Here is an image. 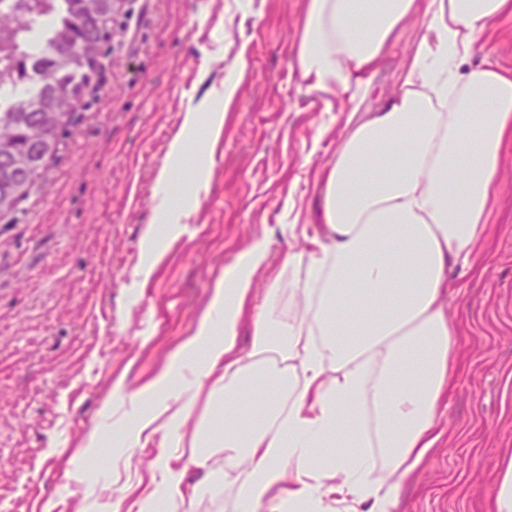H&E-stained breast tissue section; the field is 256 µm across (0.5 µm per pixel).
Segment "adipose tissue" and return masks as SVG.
Here are the masks:
<instances>
[{
    "label": "adipose tissue",
    "mask_w": 512,
    "mask_h": 512,
    "mask_svg": "<svg viewBox=\"0 0 512 512\" xmlns=\"http://www.w3.org/2000/svg\"><path fill=\"white\" fill-rule=\"evenodd\" d=\"M420 31L390 98L364 112L370 77L409 20ZM512 0H308L296 66L310 87L347 95L351 115L318 180L321 235L266 290L248 352L237 338L263 244L215 288L184 382L139 422L137 439L177 432L202 386L224 400V437L201 433L137 495V512L182 506L238 468L242 512H395L400 480L441 437L456 359L451 264L472 265L503 153L512 145V71L490 36ZM305 266L301 313L281 317L288 275ZM275 385L254 413L258 382ZM224 451L213 468L211 449ZM205 478L188 485V469Z\"/></svg>",
    "instance_id": "ef3b65f1"
}]
</instances>
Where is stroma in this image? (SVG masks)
<instances>
[{
  "label": "stroma",
  "instance_id": "1",
  "mask_svg": "<svg viewBox=\"0 0 512 512\" xmlns=\"http://www.w3.org/2000/svg\"><path fill=\"white\" fill-rule=\"evenodd\" d=\"M306 0H123L101 83L39 186L0 217V512H127L124 486L148 484L166 451L137 447L151 402L134 395L209 311L218 280L254 243L239 345L272 268L314 223L315 179L349 117L339 96L294 66ZM419 24L407 22L372 75L362 107L395 90ZM246 70H238V58ZM232 83V103L224 86ZM223 113L170 155L188 104ZM166 185H159L160 170ZM478 247L477 271L448 314L457 360L442 437L402 482L395 512H487L495 463L512 452V148ZM173 201L170 215L156 204ZM95 447H88L91 433Z\"/></svg>",
  "mask_w": 512,
  "mask_h": 512
}]
</instances>
